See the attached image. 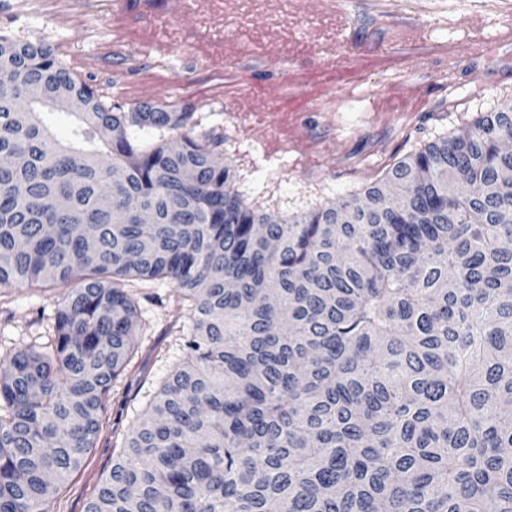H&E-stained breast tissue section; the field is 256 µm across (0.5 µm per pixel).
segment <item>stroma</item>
I'll return each mask as SVG.
<instances>
[{"instance_id":"35a3bbf8","label":"stroma","mask_w":512,"mask_h":512,"mask_svg":"<svg viewBox=\"0 0 512 512\" xmlns=\"http://www.w3.org/2000/svg\"><path fill=\"white\" fill-rule=\"evenodd\" d=\"M257 15L191 0H0V28L50 42L79 77L126 104L195 114L235 187L280 217L382 180L398 161L512 102V0H259ZM295 34L286 61L263 31ZM364 66L346 71L345 56ZM137 350L80 469L50 512H85L126 436L184 357L189 325L168 282H143ZM61 289L0 287V356L55 336Z\"/></svg>"}]
</instances>
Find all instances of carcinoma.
I'll return each mask as SVG.
<instances>
[{
    "instance_id": "obj_1",
    "label": "carcinoma",
    "mask_w": 512,
    "mask_h": 512,
    "mask_svg": "<svg viewBox=\"0 0 512 512\" xmlns=\"http://www.w3.org/2000/svg\"><path fill=\"white\" fill-rule=\"evenodd\" d=\"M0 83V287L67 289L51 343L0 358V512H49L94 447L136 279L182 294L185 356L85 512H512V105L276 219L168 143L189 108L6 30Z\"/></svg>"
}]
</instances>
